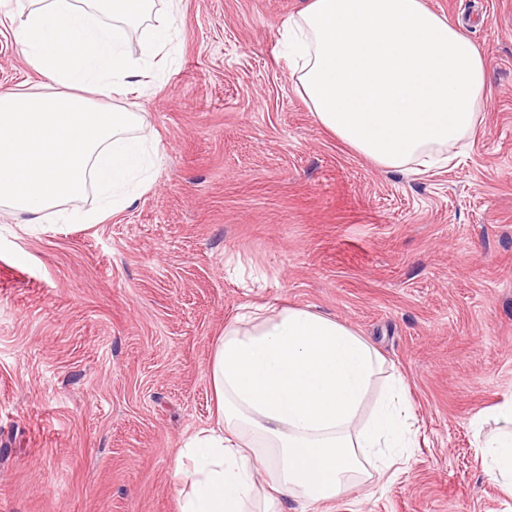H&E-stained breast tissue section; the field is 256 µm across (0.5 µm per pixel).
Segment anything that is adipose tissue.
<instances>
[{
  "label": "adipose tissue",
  "instance_id": "adipose-tissue-1",
  "mask_svg": "<svg viewBox=\"0 0 512 512\" xmlns=\"http://www.w3.org/2000/svg\"><path fill=\"white\" fill-rule=\"evenodd\" d=\"M180 2L29 0L15 35L45 83L0 88L1 210L33 224H97L138 199L159 144L142 134L140 113L97 99L144 75L128 30L146 27L166 46ZM283 36L317 123L380 168L450 162L481 121L484 57L424 0H306ZM90 187L97 207L73 216L66 203ZM383 366L370 342L317 312L238 314L213 356L216 424L174 461L179 512H282L284 500L317 503L385 477L413 431L402 381L367 402ZM472 424L486 476L512 497V396ZM260 462L273 475L263 494Z\"/></svg>",
  "mask_w": 512,
  "mask_h": 512
}]
</instances>
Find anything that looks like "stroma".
<instances>
[{"label":"stroma","instance_id":"stroma-1","mask_svg":"<svg viewBox=\"0 0 512 512\" xmlns=\"http://www.w3.org/2000/svg\"><path fill=\"white\" fill-rule=\"evenodd\" d=\"M306 0H182L135 103L161 160L98 224L0 211V512H179L215 420V342L307 307L403 380L411 458L316 512H512L471 420L512 396V0H426L483 53L482 121L447 167L383 170L317 124L283 24ZM0 6V86L40 76Z\"/></svg>","mask_w":512,"mask_h":512}]
</instances>
